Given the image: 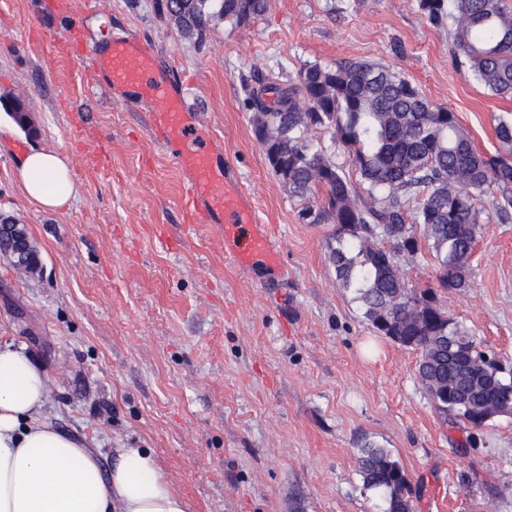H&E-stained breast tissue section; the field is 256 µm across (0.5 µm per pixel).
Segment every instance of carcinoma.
Wrapping results in <instances>:
<instances>
[{"instance_id":"cac0c4a2","label":"carcinoma","mask_w":512,"mask_h":512,"mask_svg":"<svg viewBox=\"0 0 512 512\" xmlns=\"http://www.w3.org/2000/svg\"><path fill=\"white\" fill-rule=\"evenodd\" d=\"M269 0H166L181 34L202 38L214 18L241 26L262 16ZM429 21H451L455 49L474 80L512 97V11L502 0H418ZM244 85L257 143L292 198L306 200L304 224H334L327 244L336 285L352 295L378 336L419 352L418 376L436 411L476 429L512 413V377L486 360L433 291L418 294L395 274V258L418 249L421 230L440 287L470 286L473 245L486 197L501 219L512 217V123L496 136L506 155L489 158L473 145L456 113L435 105L390 69L362 60L315 62L295 76L269 73ZM331 132L357 179L336 151L315 146L312 130ZM503 202L494 200V190ZM363 486L383 512H412L410 483L391 452L365 441L358 448Z\"/></svg>"}]
</instances>
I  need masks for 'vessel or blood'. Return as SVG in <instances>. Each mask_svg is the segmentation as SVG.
Wrapping results in <instances>:
<instances>
[{
	"instance_id": "b4317fda",
	"label": "vessel or blood",
	"mask_w": 512,
	"mask_h": 512,
	"mask_svg": "<svg viewBox=\"0 0 512 512\" xmlns=\"http://www.w3.org/2000/svg\"><path fill=\"white\" fill-rule=\"evenodd\" d=\"M94 81H107L113 88L127 91L151 104L155 114V137L164 145L176 147L186 178L192 220L204 219L223 224L224 236L236 240L234 256L238 262L257 259L276 262L277 250L266 232L255 225V209L240 184L221 167L215 166L209 151L191 147L186 132L193 114L171 79L155 68L140 40H114L106 56L95 58ZM253 225L248 239H240L241 225Z\"/></svg>"
}]
</instances>
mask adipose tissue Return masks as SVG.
I'll list each match as a JSON object with an SVG mask.
<instances>
[{
	"mask_svg": "<svg viewBox=\"0 0 512 512\" xmlns=\"http://www.w3.org/2000/svg\"><path fill=\"white\" fill-rule=\"evenodd\" d=\"M17 176L43 208L78 193L67 158L29 149ZM49 377L27 346L0 340V512H188L153 454L119 448L110 469L45 415Z\"/></svg>",
	"mask_w": 512,
	"mask_h": 512,
	"instance_id": "ef3b65f1",
	"label": "adipose tissue"
}]
</instances>
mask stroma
Here are the masks:
<instances>
[{
  "label": "stroma",
  "instance_id": "stroma-1",
  "mask_svg": "<svg viewBox=\"0 0 512 512\" xmlns=\"http://www.w3.org/2000/svg\"><path fill=\"white\" fill-rule=\"evenodd\" d=\"M140 37L184 88L199 135L277 240L276 264L238 266L223 230L187 218L184 175L151 136L149 105L90 80L112 39ZM343 58L389 67L451 109L478 150L501 152L512 98L459 67L451 25L417 0H270L241 26L182 37L165 0H0V220L25 225L41 270L0 256V334L50 377L47 415L102 454L146 448L189 512H382L357 448H387L413 512H512V414L464 432L435 410L417 351L374 335L327 259L336 227L305 224L252 134L243 80ZM21 102L29 129L7 104ZM62 153L80 185L47 211L16 177L29 148ZM470 286L439 288L427 243L398 264L512 367V219L480 200Z\"/></svg>",
  "mask_w": 512,
  "mask_h": 512
}]
</instances>
